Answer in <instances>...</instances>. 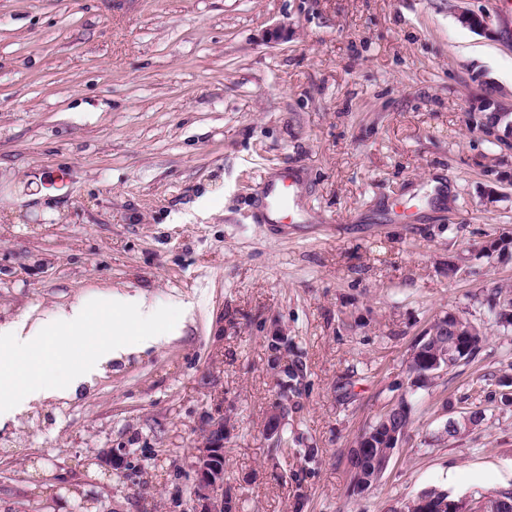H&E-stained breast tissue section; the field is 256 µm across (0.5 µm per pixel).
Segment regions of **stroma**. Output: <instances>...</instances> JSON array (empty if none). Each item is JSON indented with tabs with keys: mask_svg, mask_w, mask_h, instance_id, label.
I'll use <instances>...</instances> for the list:
<instances>
[{
	"mask_svg": "<svg viewBox=\"0 0 512 512\" xmlns=\"http://www.w3.org/2000/svg\"><path fill=\"white\" fill-rule=\"evenodd\" d=\"M492 95L512 104L505 0H0V326L112 290L174 330L0 422V512H192L219 412L240 512L512 491V148L468 122ZM287 167L299 216L265 221ZM449 314L486 339L415 384ZM79 355L22 365L58 384ZM403 398L402 448L354 490L350 448Z\"/></svg>",
	"mask_w": 512,
	"mask_h": 512,
	"instance_id": "obj_1",
	"label": "stroma"
}]
</instances>
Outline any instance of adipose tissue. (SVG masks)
I'll list each match as a JSON object with an SVG mask.
<instances>
[{"mask_svg": "<svg viewBox=\"0 0 512 512\" xmlns=\"http://www.w3.org/2000/svg\"><path fill=\"white\" fill-rule=\"evenodd\" d=\"M135 326L143 329L138 341L144 347L158 344L168 336L160 309L138 294H102L92 304L80 299L35 323L23 320L10 325L6 330L8 346L0 350V418L14 415L29 400L71 394L81 384L91 382L112 358L126 353L125 337ZM106 330L112 331V341L92 347L89 357L75 366L64 383L43 385L29 378L16 362L18 355L45 351L50 337L67 336L81 341Z\"/></svg>", "mask_w": 512, "mask_h": 512, "instance_id": "obj_1", "label": "adipose tissue"}]
</instances>
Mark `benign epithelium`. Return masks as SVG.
<instances>
[{
    "label": "benign epithelium",
    "instance_id": "7a95c632",
    "mask_svg": "<svg viewBox=\"0 0 512 512\" xmlns=\"http://www.w3.org/2000/svg\"><path fill=\"white\" fill-rule=\"evenodd\" d=\"M448 323L453 335L445 343H438L431 348L417 346L416 352L421 354V362L425 370L415 376V383L424 384L438 374L469 360L481 344L482 337L478 329L465 322L464 318L450 314ZM403 410V404H393L383 414L381 424L374 430L362 434L356 446L351 449L349 460L351 473L356 486L364 491L373 486L387 470L395 450L401 447L407 429L394 427L389 416ZM210 431L205 442L195 449L193 487V512H235L234 502L225 496L224 489V417L212 416L209 419ZM374 448L383 452L374 456L369 475L362 473V462ZM419 507V512H505L512 502L504 498V492L489 490L481 495H465L458 499L445 495L421 494L417 502H402L394 512H409L412 506Z\"/></svg>",
    "mask_w": 512,
    "mask_h": 512
}]
</instances>
